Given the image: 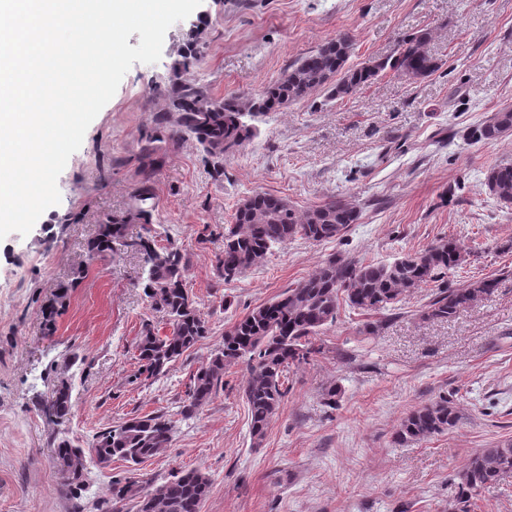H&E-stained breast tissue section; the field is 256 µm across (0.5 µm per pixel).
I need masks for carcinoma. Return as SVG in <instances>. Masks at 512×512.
<instances>
[{
	"mask_svg": "<svg viewBox=\"0 0 512 512\" xmlns=\"http://www.w3.org/2000/svg\"><path fill=\"white\" fill-rule=\"evenodd\" d=\"M428 40L425 30L407 35L392 55L364 66L349 67L352 38L347 33H338L290 64L278 80L255 93L222 100L212 97L205 86L181 79V71L199 63L198 54L190 50L173 67L169 88L165 89L177 112V130L169 136H191L208 156L222 160L257 135L255 121L259 118L319 89L327 90L330 97L337 99L356 93L388 69L416 80L430 76L439 69V63L425 49ZM511 130L510 106L497 111L490 121L475 126L471 139L497 140ZM485 186L497 200H512V163L492 166ZM151 199L146 186L136 196L134 217L145 224L152 219L153 206L148 204ZM357 218L358 211L340 198L300 214L285 199L257 191L238 206L234 224L224 231V280L236 278L267 258L275 248L297 237L313 242L336 239ZM119 246L131 247L143 255L145 296L153 308L167 317L168 333L160 336L147 327L137 343L138 376L153 380L165 374L173 362L208 334V321L184 286L186 267L179 248L171 244L158 249L153 240L143 237L129 242L125 225L114 222L100 226L89 252L95 256ZM464 261L455 241L441 238L388 263H365L354 258L323 263L308 278L255 307L225 329L223 349L192 374L178 414L188 418L209 402L222 389L224 369L242 363L250 436L253 444L260 445L287 396V375L321 352L315 340L323 329L336 322L340 306L379 313L399 302L403 293L433 283L437 291L426 305L423 317L449 320L460 308L492 295L497 287V279L489 277L472 280L462 288L448 287V272ZM70 408L69 389L61 387L44 412L62 418ZM459 420L453 402L442 397L412 409L402 419L396 440L406 443L443 434ZM173 428L172 418L164 415L134 417L97 433L86 450L63 440L54 454L70 486L80 484L86 459L102 467L120 460L128 464L130 476L112 481L108 488L112 502L134 498L137 512H196L197 502L206 499L210 492V480L202 471H181L155 487L137 477V465L169 447ZM510 473L512 440L479 449L456 476L455 510L468 512L474 496Z\"/></svg>",
	"mask_w": 512,
	"mask_h": 512,
	"instance_id": "carcinoma-1",
	"label": "carcinoma"
}]
</instances>
